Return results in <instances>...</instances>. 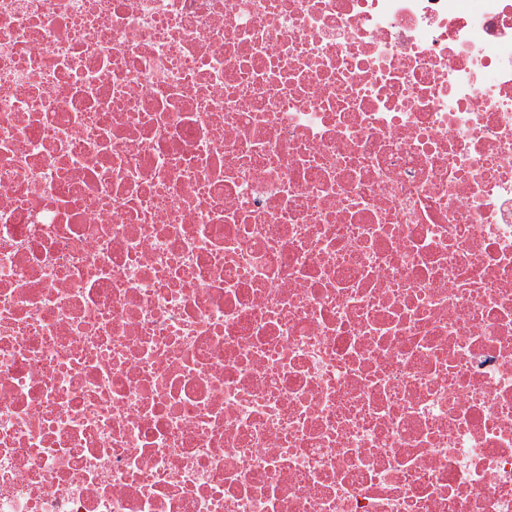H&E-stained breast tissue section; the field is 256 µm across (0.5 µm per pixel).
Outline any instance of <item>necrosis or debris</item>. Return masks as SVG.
Here are the masks:
<instances>
[{
    "mask_svg": "<svg viewBox=\"0 0 512 512\" xmlns=\"http://www.w3.org/2000/svg\"><path fill=\"white\" fill-rule=\"evenodd\" d=\"M0 512H512V0H0Z\"/></svg>",
    "mask_w": 512,
    "mask_h": 512,
    "instance_id": "necrosis-or-debris-1",
    "label": "necrosis or debris"
}]
</instances>
